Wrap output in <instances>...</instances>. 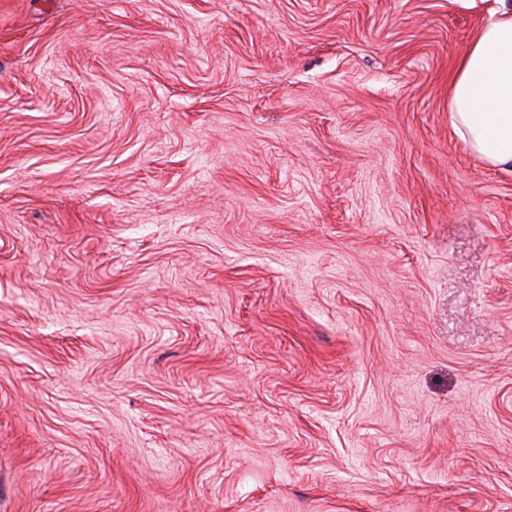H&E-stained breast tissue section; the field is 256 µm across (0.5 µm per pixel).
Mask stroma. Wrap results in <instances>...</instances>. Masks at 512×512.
<instances>
[{
    "mask_svg": "<svg viewBox=\"0 0 512 512\" xmlns=\"http://www.w3.org/2000/svg\"><path fill=\"white\" fill-rule=\"evenodd\" d=\"M496 0H0V512H512ZM497 3L451 80L448 111L473 152L512 170V2Z\"/></svg>",
    "mask_w": 512,
    "mask_h": 512,
    "instance_id": "stroma-1",
    "label": "stroma"
}]
</instances>
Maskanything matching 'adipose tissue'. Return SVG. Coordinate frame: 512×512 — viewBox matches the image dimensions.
Instances as JSON below:
<instances>
[{
    "label": "adipose tissue",
    "mask_w": 512,
    "mask_h": 512,
    "mask_svg": "<svg viewBox=\"0 0 512 512\" xmlns=\"http://www.w3.org/2000/svg\"><path fill=\"white\" fill-rule=\"evenodd\" d=\"M497 3L451 80L448 110L473 152L512 170V0Z\"/></svg>",
    "instance_id": "adipose-tissue-1"
}]
</instances>
